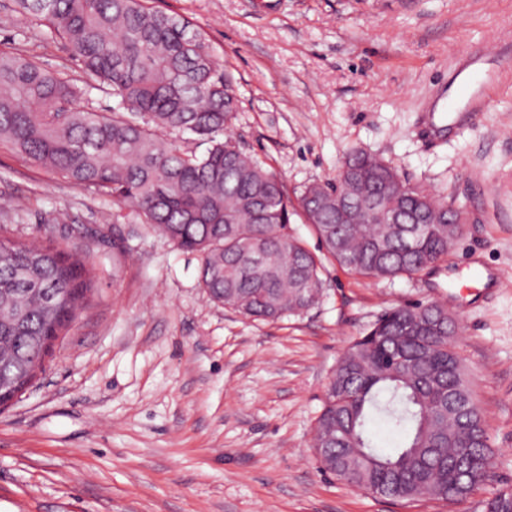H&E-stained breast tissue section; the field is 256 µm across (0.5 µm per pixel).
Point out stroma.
<instances>
[{
  "label": "stroma",
  "instance_id": "35a3bbf8",
  "mask_svg": "<svg viewBox=\"0 0 512 512\" xmlns=\"http://www.w3.org/2000/svg\"><path fill=\"white\" fill-rule=\"evenodd\" d=\"M204 33L233 74L231 129L297 193L362 148L459 207L464 230L422 273L362 279L333 262L310 311L254 321L211 301L200 258L112 200L0 144V236L83 256L92 288L32 384L0 406V512H482L512 488V0H152ZM497 42L504 57L483 58ZM0 49L80 69L0 0ZM483 73L478 122L431 113ZM444 124L424 141L423 122ZM436 302L488 424L483 489L388 502L325 473L312 449L329 378L392 308Z\"/></svg>",
  "mask_w": 512,
  "mask_h": 512
}]
</instances>
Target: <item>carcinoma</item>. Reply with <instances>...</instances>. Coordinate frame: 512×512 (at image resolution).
<instances>
[{
	"mask_svg": "<svg viewBox=\"0 0 512 512\" xmlns=\"http://www.w3.org/2000/svg\"><path fill=\"white\" fill-rule=\"evenodd\" d=\"M93 79L118 99L98 112L66 70L0 51V142L24 160L128 207L142 224L201 257L209 298L242 315L280 320L323 296L322 258L289 232L301 210L342 270L368 279L418 274L461 236L458 208L425 190L398 188L389 163L350 153L336 183L313 184L293 203L281 179L228 131L238 111L232 73L189 21L152 0H16ZM189 132L202 153L169 137ZM90 288L77 256L0 238V379L21 394L42 369L48 336L67 328ZM458 326L436 303L385 313L337 362L314 427L325 471L392 501L469 497L488 479L494 449L455 347ZM380 418L400 435L384 453L369 429ZM483 512H512V490Z\"/></svg>",
	"mask_w": 512,
	"mask_h": 512,
	"instance_id": "obj_1",
	"label": "carcinoma"
}]
</instances>
